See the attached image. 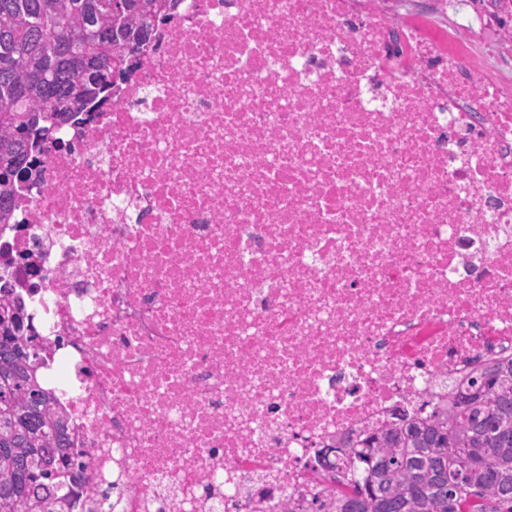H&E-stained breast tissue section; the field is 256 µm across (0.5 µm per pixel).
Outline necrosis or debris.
<instances>
[{
    "label": "necrosis or debris",
    "mask_w": 512,
    "mask_h": 512,
    "mask_svg": "<svg viewBox=\"0 0 512 512\" xmlns=\"http://www.w3.org/2000/svg\"><path fill=\"white\" fill-rule=\"evenodd\" d=\"M421 0H180L59 126L0 284L73 512H310L395 408L512 365V56Z\"/></svg>",
    "instance_id": "4bbe7bcc"
}]
</instances>
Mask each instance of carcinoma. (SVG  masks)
Masks as SVG:
<instances>
[{
  "instance_id": "cac0c4a2",
  "label": "carcinoma",
  "mask_w": 512,
  "mask_h": 512,
  "mask_svg": "<svg viewBox=\"0 0 512 512\" xmlns=\"http://www.w3.org/2000/svg\"><path fill=\"white\" fill-rule=\"evenodd\" d=\"M175 2L0 0V224L31 150L125 75L127 49ZM9 295L0 286V512H57L88 452L70 448ZM424 405L351 441L346 480L324 486L313 512H512V367L468 382L446 407Z\"/></svg>"
}]
</instances>
